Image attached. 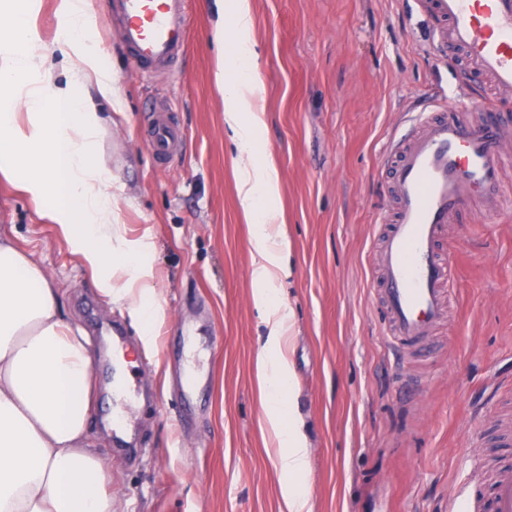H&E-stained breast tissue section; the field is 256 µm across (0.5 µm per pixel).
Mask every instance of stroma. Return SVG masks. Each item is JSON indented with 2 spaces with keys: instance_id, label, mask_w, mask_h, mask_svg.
<instances>
[{
  "instance_id": "1",
  "label": "stroma",
  "mask_w": 512,
  "mask_h": 512,
  "mask_svg": "<svg viewBox=\"0 0 512 512\" xmlns=\"http://www.w3.org/2000/svg\"><path fill=\"white\" fill-rule=\"evenodd\" d=\"M267 128L258 157L280 172L279 219L291 243L279 287L294 311L290 404L310 448L302 479L311 512H448L464 480L478 481L471 436L498 426L489 401L512 390V211L455 219L449 315L427 350L398 363L372 288L395 185L384 144L406 116L458 95L455 69L425 48L414 0H252ZM216 0H191L189 44L171 72L136 76L118 37L90 26L117 79L121 109L100 102L101 146L126 236L154 245L152 340L54 225L0 176V231L49 271L68 321L85 336L94 380L89 439L112 486L114 512H283L285 482L254 362L265 340L252 302L254 246L236 195V150L214 82ZM172 105L185 134L167 162L143 127ZM120 324L132 340L127 436L119 450L107 349Z\"/></svg>"
}]
</instances>
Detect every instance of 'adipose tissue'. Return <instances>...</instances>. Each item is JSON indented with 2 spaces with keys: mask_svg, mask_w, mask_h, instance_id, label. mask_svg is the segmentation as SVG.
Masks as SVG:
<instances>
[{
  "mask_svg": "<svg viewBox=\"0 0 512 512\" xmlns=\"http://www.w3.org/2000/svg\"><path fill=\"white\" fill-rule=\"evenodd\" d=\"M37 0H0V174L55 225L70 252L95 275L99 292L123 304L151 335L163 311L150 245L125 236L108 191L93 103H118L115 79L83 33L94 0H60L58 43L68 73L58 83L52 57L38 49L30 19ZM224 17L215 82L224 92V126L235 143L239 204L253 224V304L266 330L256 358L264 427L281 473L304 475L309 448L296 417H284L280 388L293 372L294 313L278 299L288 271V237L278 224L280 173L257 159L267 121L252 0H221ZM58 196L48 205L50 196ZM93 365L87 341L66 318L48 271L0 234V512H113L108 475L88 439Z\"/></svg>",
  "mask_w": 512,
  "mask_h": 512,
  "instance_id": "1",
  "label": "adipose tissue"
}]
</instances>
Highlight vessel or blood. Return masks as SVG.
Returning <instances> with one entry per match:
<instances>
[{
	"label": "vessel or blood",
	"mask_w": 512,
	"mask_h": 512,
	"mask_svg": "<svg viewBox=\"0 0 512 512\" xmlns=\"http://www.w3.org/2000/svg\"><path fill=\"white\" fill-rule=\"evenodd\" d=\"M109 21L144 74L167 70L185 51L187 0H110ZM432 44L440 56L461 58L464 75L485 79L486 92L463 106L422 113L410 132L384 151L397 188L381 244L377 292L387 314V334L396 349H417L444 315V290L453 281V261L439 255L447 224L482 199L488 215L512 200L500 151L507 131L496 114L512 97V0H422ZM484 112L479 124L460 111ZM183 132L154 120L148 133L153 154L171 157ZM489 512H512V468H499Z\"/></svg>",
	"instance_id": "vessel-or-blood-1"
}]
</instances>
